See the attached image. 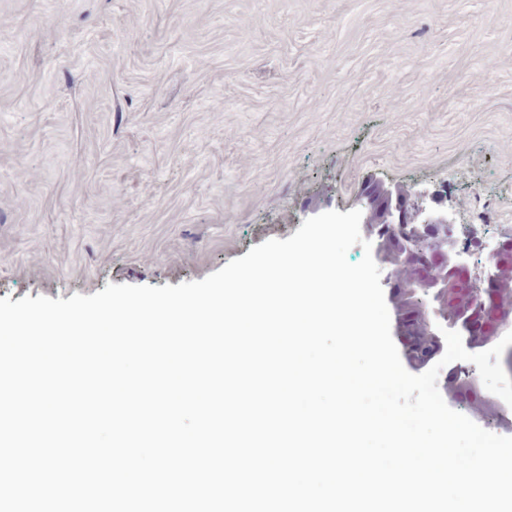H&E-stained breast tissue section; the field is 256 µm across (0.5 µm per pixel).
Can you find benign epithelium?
Returning <instances> with one entry per match:
<instances>
[{
  "label": "benign epithelium",
  "mask_w": 512,
  "mask_h": 512,
  "mask_svg": "<svg viewBox=\"0 0 512 512\" xmlns=\"http://www.w3.org/2000/svg\"><path fill=\"white\" fill-rule=\"evenodd\" d=\"M418 193L408 187L370 179L364 183L356 199L374 244V258L389 267L385 241L380 238L372 221L373 214L382 212L387 223L396 229L409 230L420 241L435 239L437 249L428 255L407 252L403 261L418 267L419 277L403 286L405 299L414 301L419 311L396 316L395 333L409 334V322L419 319L418 335L432 336L442 342L439 327L460 333L463 345H474L475 316L472 304L482 300L483 293L490 291L496 296L512 291V238L500 242L488 257L489 270L482 285H472L469 268L455 250L453 232L448 230L451 220L445 213L437 212L415 202ZM512 329V312L501 307L492 309L485 324V343H497Z\"/></svg>",
  "instance_id": "benign-epithelium-1"
}]
</instances>
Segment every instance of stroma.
<instances>
[{"label": "stroma", "mask_w": 512, "mask_h": 512, "mask_svg": "<svg viewBox=\"0 0 512 512\" xmlns=\"http://www.w3.org/2000/svg\"><path fill=\"white\" fill-rule=\"evenodd\" d=\"M512 237V0H0V298L204 279L366 179Z\"/></svg>", "instance_id": "obj_1"}]
</instances>
